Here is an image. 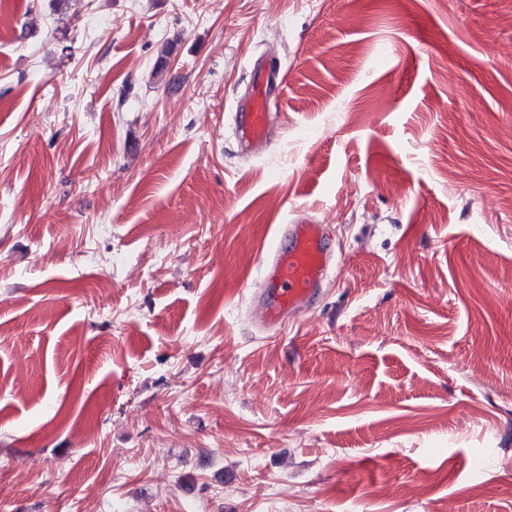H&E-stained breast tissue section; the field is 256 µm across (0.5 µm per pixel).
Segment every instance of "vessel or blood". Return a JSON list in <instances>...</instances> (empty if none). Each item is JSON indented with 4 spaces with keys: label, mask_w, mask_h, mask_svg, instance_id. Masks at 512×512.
Instances as JSON below:
<instances>
[{
    "label": "vessel or blood",
    "mask_w": 512,
    "mask_h": 512,
    "mask_svg": "<svg viewBox=\"0 0 512 512\" xmlns=\"http://www.w3.org/2000/svg\"><path fill=\"white\" fill-rule=\"evenodd\" d=\"M269 94L268 83L255 82L245 111L236 115L237 138L247 150H262L273 143L266 112ZM282 235L288 244L273 248L261 274V285L251 300L267 329L278 328L307 309L334 266L324 225L301 218L284 226Z\"/></svg>",
    "instance_id": "obj_1"
}]
</instances>
